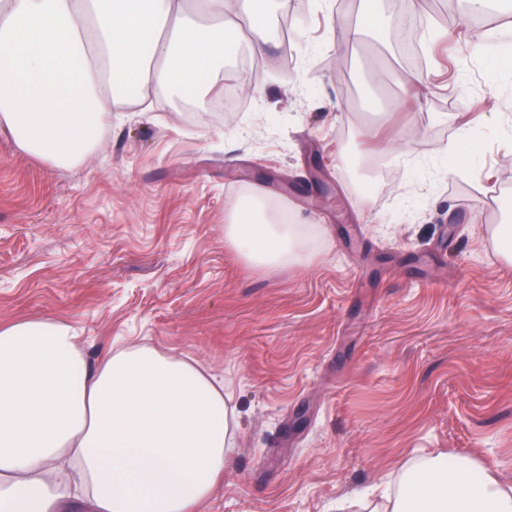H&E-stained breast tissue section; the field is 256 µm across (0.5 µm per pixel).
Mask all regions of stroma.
Returning <instances> with one entry per match:
<instances>
[{"instance_id": "obj_1", "label": "stroma", "mask_w": 512, "mask_h": 512, "mask_svg": "<svg viewBox=\"0 0 512 512\" xmlns=\"http://www.w3.org/2000/svg\"><path fill=\"white\" fill-rule=\"evenodd\" d=\"M398 10L439 38L337 51L344 28ZM288 14L290 41L225 59L224 111L157 91L74 167L0 135V323L52 315L88 355L121 339L223 376L238 442L206 512H336L438 454L512 485V264L489 233L512 219V69L456 38L443 0ZM465 122L469 176H445ZM259 190L321 227L303 262L258 266L227 242L228 210Z\"/></svg>"}]
</instances>
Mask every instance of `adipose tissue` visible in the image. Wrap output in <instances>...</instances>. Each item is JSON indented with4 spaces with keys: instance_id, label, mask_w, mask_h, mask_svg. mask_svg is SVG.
I'll use <instances>...</instances> for the list:
<instances>
[{
    "instance_id": "adipose-tissue-1",
    "label": "adipose tissue",
    "mask_w": 512,
    "mask_h": 512,
    "mask_svg": "<svg viewBox=\"0 0 512 512\" xmlns=\"http://www.w3.org/2000/svg\"><path fill=\"white\" fill-rule=\"evenodd\" d=\"M260 2L279 0H0V134L69 166L117 104L158 88L205 103L243 29L266 56ZM225 231L266 267L306 247L300 225L250 224L239 205ZM238 425L223 382L193 361L117 342L91 358L52 316L0 323V512H203ZM371 512H512V492L439 454L405 464Z\"/></svg>"
}]
</instances>
